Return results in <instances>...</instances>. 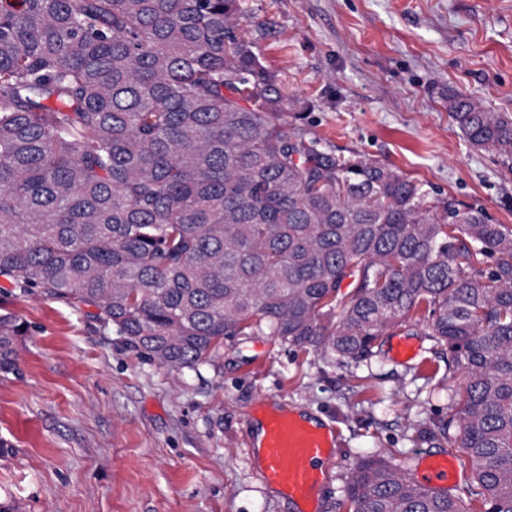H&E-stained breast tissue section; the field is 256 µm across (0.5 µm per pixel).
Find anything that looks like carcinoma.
Here are the masks:
<instances>
[{
    "label": "carcinoma",
    "mask_w": 512,
    "mask_h": 512,
    "mask_svg": "<svg viewBox=\"0 0 512 512\" xmlns=\"http://www.w3.org/2000/svg\"><path fill=\"white\" fill-rule=\"evenodd\" d=\"M243 2L0 0V278L177 372L248 330L356 360L423 320L462 377L437 429L478 509L374 457L352 512H512V229L288 126L306 106ZM448 112L512 170V114ZM27 332L0 315V372Z\"/></svg>",
    "instance_id": "cac0c4a2"
}]
</instances>
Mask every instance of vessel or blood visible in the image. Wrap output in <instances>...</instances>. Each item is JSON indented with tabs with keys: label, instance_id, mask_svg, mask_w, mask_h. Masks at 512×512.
<instances>
[{
	"label": "vessel or blood",
	"instance_id": "vessel-or-blood-1",
	"mask_svg": "<svg viewBox=\"0 0 512 512\" xmlns=\"http://www.w3.org/2000/svg\"><path fill=\"white\" fill-rule=\"evenodd\" d=\"M335 446L333 432L277 409H265L260 478L299 504V512H317L314 492L325 479ZM423 462L418 483L431 490L447 489L455 476V459L427 455Z\"/></svg>",
	"mask_w": 512,
	"mask_h": 512
}]
</instances>
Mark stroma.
Returning <instances> with one entry per match:
<instances>
[{
	"mask_svg": "<svg viewBox=\"0 0 512 512\" xmlns=\"http://www.w3.org/2000/svg\"><path fill=\"white\" fill-rule=\"evenodd\" d=\"M257 51L308 104L306 125L337 154L389 164L460 209L512 229V171L472 145L448 92L512 114V0H244ZM27 322L0 372V507L6 512H296L264 485L252 426L262 403L334 427L319 512H349L351 468L380 455L407 475L461 380L425 323L389 331L340 363L268 331L225 338L199 373L167 371L90 307L13 292L0 315ZM418 348L395 356L398 340Z\"/></svg>",
	"mask_w": 512,
	"mask_h": 512,
	"instance_id": "1",
	"label": "stroma"
}]
</instances>
